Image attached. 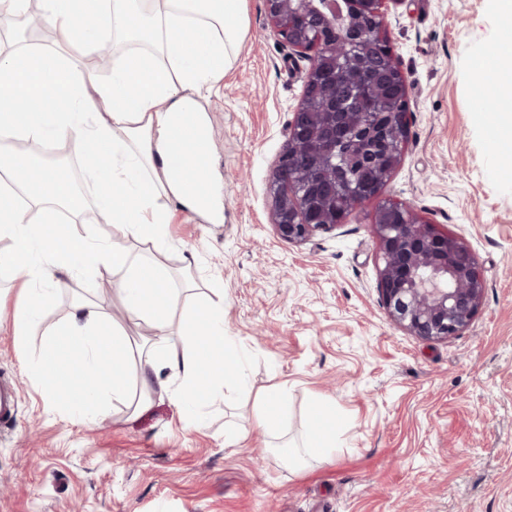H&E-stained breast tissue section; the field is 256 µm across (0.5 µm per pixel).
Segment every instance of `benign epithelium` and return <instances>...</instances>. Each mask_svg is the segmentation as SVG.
<instances>
[{
	"label": "benign epithelium",
	"instance_id": "1",
	"mask_svg": "<svg viewBox=\"0 0 512 512\" xmlns=\"http://www.w3.org/2000/svg\"><path fill=\"white\" fill-rule=\"evenodd\" d=\"M304 18H288V0H266L273 29L292 49L311 60L300 104L288 123V140L269 183L272 226L277 236L301 244L314 234L336 228L359 204L377 197L399 165L408 141L409 125L405 82L384 26L385 0H366L379 21L372 33H351L345 42L354 53L336 68L338 56L325 41L329 18L316 0H305ZM335 71L336 81L351 84L353 95L376 98L389 107L386 88H392L397 107L384 113L377 163L372 170L373 193L354 196L350 207L336 214V196L346 182L315 174L311 158H336V144L358 147L356 128L371 125L369 112H324L323 91L317 73ZM373 229L379 246L378 294L390 319L410 334L443 340L469 327L481 305L484 281L478 262L464 239L422 220L405 204H378Z\"/></svg>",
	"mask_w": 512,
	"mask_h": 512
}]
</instances>
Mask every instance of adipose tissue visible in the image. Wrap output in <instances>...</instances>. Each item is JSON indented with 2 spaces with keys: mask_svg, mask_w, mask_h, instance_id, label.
Segmentation results:
<instances>
[{
  "mask_svg": "<svg viewBox=\"0 0 512 512\" xmlns=\"http://www.w3.org/2000/svg\"><path fill=\"white\" fill-rule=\"evenodd\" d=\"M245 0H40L55 45L0 49V137L44 144L72 140L92 145L86 163L97 174L93 204L106 213L114 233L94 240L69 231L80 208L74 186L42 153L1 152L0 171L15 187L0 207V268H22L27 278L11 319L16 341L35 329L46 304L69 283L108 273L129 319L155 329L134 338L73 299L47 349L30 367L48 394H64L69 414L96 417L99 396L147 411L157 395L174 392L188 423L204 421V392L225 384L248 386L245 361L224 334V291L180 323L171 319L173 292L167 273L133 254V242L162 245L167 199L208 222L221 217L215 175L209 166L211 124L205 93L224 76L246 34ZM501 35L493 43L494 81L483 70L475 80L504 104L486 124L489 139L512 128V0H492ZM91 25L74 23L77 11ZM118 32L131 49L101 78L94 61ZM177 325L181 347L168 342ZM78 369L79 379L68 372ZM169 369L173 383L160 381Z\"/></svg>",
  "mask_w": 512,
  "mask_h": 512,
  "instance_id": "1",
  "label": "adipose tissue"
}]
</instances>
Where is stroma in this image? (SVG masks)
<instances>
[{
	"mask_svg": "<svg viewBox=\"0 0 512 512\" xmlns=\"http://www.w3.org/2000/svg\"><path fill=\"white\" fill-rule=\"evenodd\" d=\"M245 22L208 100L222 218L166 204L164 246L135 250L168 271L173 320L223 289L251 392L230 402L210 390L198 427L171 395L139 416L109 400L95 423L68 417L25 360L76 296L126 323L112 279L57 293L21 348L8 324L23 277L0 271V377L17 393L15 421L0 427V512H512V165L473 107L474 68L498 32L491 0L385 6L410 137L382 198L462 237L485 284L469 327L442 341L397 327L380 302L376 200L305 243L275 235L269 179L310 62L272 30L265 0H245ZM275 384L288 403L270 433L253 395ZM317 404L336 450L291 462L280 448L303 446ZM231 432L242 439L228 446Z\"/></svg>",
	"mask_w": 512,
	"mask_h": 512,
	"instance_id": "stroma-1",
	"label": "stroma"
}]
</instances>
